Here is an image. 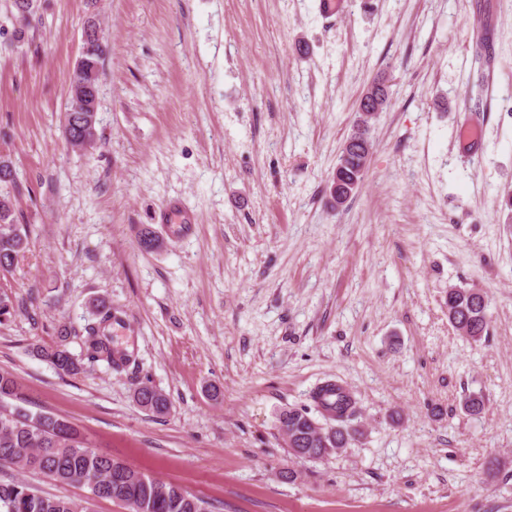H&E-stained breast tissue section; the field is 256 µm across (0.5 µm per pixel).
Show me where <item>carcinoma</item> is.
I'll use <instances>...</instances> for the list:
<instances>
[{"mask_svg":"<svg viewBox=\"0 0 512 512\" xmlns=\"http://www.w3.org/2000/svg\"><path fill=\"white\" fill-rule=\"evenodd\" d=\"M362 155L339 154L332 177L348 184L362 180L359 167ZM27 245L21 233L20 219L10 192L0 191V271H8ZM448 319L453 326L467 330L468 337L477 342L488 329V300L476 296L471 288H459L448 301ZM100 328L87 330L86 356L90 361L105 360L114 369L121 368L127 355L110 346L108 339L98 336ZM67 331L60 332L54 345L34 348L36 354L48 361L58 372L76 375L83 370L82 359L71 353ZM136 403L145 410L162 415L169 410L168 396L147 383L135 391ZM318 412H326L327 428L315 426L307 409H288L278 416L279 428L288 429L294 445L288 453L296 458L324 460L347 447L357 434L352 421L356 416L355 400L344 387L325 382L313 393ZM21 385L9 371H0V465H10L23 473L39 474L63 485L91 481L108 483L110 492L90 490L93 499H111L133 512H200L208 503L183 487L130 469L112 457L88 449L86 441L67 420L48 413H33L22 406ZM0 512H89L82 500L46 495L27 481L0 480Z\"/></svg>","mask_w":512,"mask_h":512,"instance_id":"1","label":"carcinoma"}]
</instances>
